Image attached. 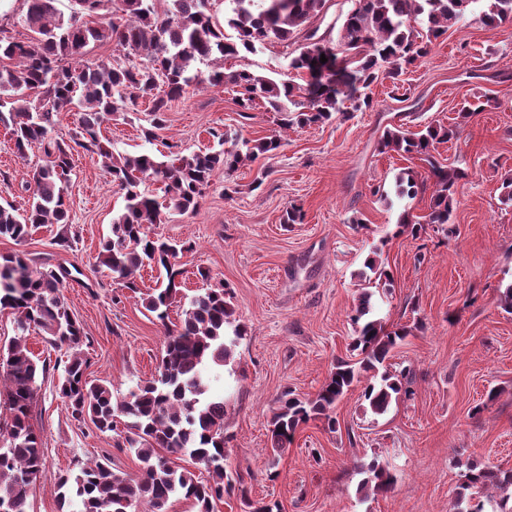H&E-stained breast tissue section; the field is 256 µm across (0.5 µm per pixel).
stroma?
<instances>
[{"label": "stroma", "mask_w": 512, "mask_h": 512, "mask_svg": "<svg viewBox=\"0 0 512 512\" xmlns=\"http://www.w3.org/2000/svg\"><path fill=\"white\" fill-rule=\"evenodd\" d=\"M289 48L269 42L225 61L285 80ZM369 109L319 124L281 129L264 104L241 111L232 86L192 87L172 101L156 140L140 132L139 111L107 124L104 135L120 154L184 153L214 147L210 129L238 130L257 140L280 134L281 147L231 174L216 170L196 211H170L154 228L189 244L176 264L184 295L204 284L227 285L246 328L228 365L218 368L215 393L224 397V465L243 480L216 512H242L241 494L279 502L283 512H452L468 463L512 470V311L499 304L512 285V202L502 180L512 174V22L493 31L473 18L450 28L398 78L368 90ZM484 109L462 118L465 102ZM460 125L458 139L439 144L446 164L463 177L447 230L419 237L399 232L403 214L428 212L430 194L386 202L404 169L417 158L380 150L385 129L416 131L428 124ZM46 158L39 148L18 157L0 127V203L23 210L18 185ZM70 221L34 229L25 241L0 238V255L19 253L30 265H62L63 289L80 323L90 380H106L120 398L154 373L164 328L133 294L118 292L96 267L100 243L124 206V193L90 155L75 153L66 184ZM304 220L285 224L291 207ZM68 246H58L60 236ZM381 256L393 285L376 294L379 315L410 333L385 363L407 376L411 395H397L386 413L371 412L362 386L336 404L335 429L312 420L273 454L269 422L282 391L314 396L337 360L349 358L351 316L360 274ZM209 271L210 281L200 271ZM28 348L52 369L40 383L30 423L42 435L45 473L31 488L30 512H61L54 479L90 461L138 474L139 462L112 433L72 418L57 394L66 356L30 331ZM379 460L392 486L359 489L360 465Z\"/></svg>", "instance_id": "stroma-1"}]
</instances>
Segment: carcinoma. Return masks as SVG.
Returning a JSON list of instances; mask_svg holds the SVG:
<instances>
[{
	"label": "carcinoma",
	"instance_id": "carcinoma-1",
	"mask_svg": "<svg viewBox=\"0 0 512 512\" xmlns=\"http://www.w3.org/2000/svg\"><path fill=\"white\" fill-rule=\"evenodd\" d=\"M59 0H24L23 26L32 37L20 40L0 35V125L10 131L20 157L40 146L46 164L29 174L24 190L32 203L20 213L0 204V237L26 239L41 224H68L70 215L65 183L74 152L97 157L112 182L125 191L123 210L112 218V236L100 243L95 266L106 269L112 284L140 293L138 275L147 267L165 272L166 282L142 298L156 314L165 339L155 376L129 395L115 399L104 383L86 378L87 358L79 351L80 324L70 314L62 293L70 276L65 268H32L19 254L0 256V311L16 316L18 337L0 350V512H29L33 482L45 473L42 440L29 419L47 364L35 358L25 341L34 328L48 336L55 348L69 351L58 395L71 417L89 420L102 433L122 439L140 462L135 477L117 473L99 462L84 464L75 476L55 478L61 502L77 501L79 512H169L173 500H188L197 512H214L233 488L224 468V400L213 395L208 370L222 367L244 334L224 286L202 288L187 298L180 322L169 320L170 307L180 293L182 274L175 259L190 247L171 244L151 232L163 223L162 204L141 186L148 180L163 185L167 208L194 211L210 186L216 169L235 172L258 155L281 146L277 135L250 144L238 135L211 132L228 149L171 153L162 160L152 154L123 156L112 152L102 128L147 98L148 125L141 129L147 141L164 128L171 101L187 88L201 84L237 88L239 106L250 110L260 100L272 112L283 114L281 125H309L344 113V102L354 109L371 107L363 90L379 74L398 76L423 54L434 40L468 15L488 30L512 20V0H348L335 45L316 39L312 20L324 13L329 0H224V23L212 13L211 0H70V14ZM232 30L228 34L225 29ZM300 43L289 61L300 81L278 82L246 68L224 72V60L252 52L268 41ZM111 43L124 56L145 55L147 65L82 64L92 44ZM327 62H320V58ZM208 64L207 75L197 68ZM77 110V133L52 137L55 116ZM459 134L458 128L429 125L419 132L394 129L385 133L381 147L416 155L426 165L422 173L406 169L395 180L394 196L414 198L433 188L431 205L422 219L404 217L400 227L416 235L427 226L449 223L455 184L463 173L444 166L434 156L435 145ZM367 268L355 315L353 350L358 364L341 361L312 398L300 399L288 391L273 413L272 449L284 451L302 424L320 418L336 429V403L361 382L362 373L374 375L364 387V398L375 414L386 412L392 398L409 393L401 380L380 372L391 351L407 336L404 327L389 329L372 313L373 289L391 279L372 260ZM188 455L202 462L210 478L173 461ZM360 488L383 491L393 477L374 459L360 466ZM454 508L456 512H512V471L494 466H467Z\"/></svg>",
	"mask_w": 512,
	"mask_h": 512
}]
</instances>
